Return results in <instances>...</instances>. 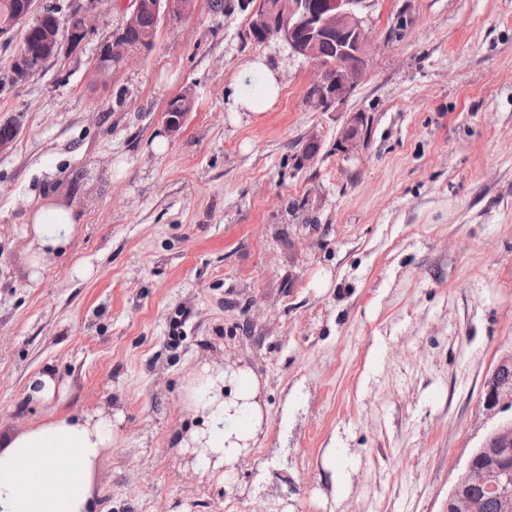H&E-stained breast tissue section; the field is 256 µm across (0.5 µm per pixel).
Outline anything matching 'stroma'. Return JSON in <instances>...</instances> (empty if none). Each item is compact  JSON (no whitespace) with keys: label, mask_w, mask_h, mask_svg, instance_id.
I'll use <instances>...</instances> for the list:
<instances>
[{"label":"stroma","mask_w":512,"mask_h":512,"mask_svg":"<svg viewBox=\"0 0 512 512\" xmlns=\"http://www.w3.org/2000/svg\"><path fill=\"white\" fill-rule=\"evenodd\" d=\"M96 11L21 81L23 31L0 40V431L121 413L104 512H448L512 355V0H371L370 73L325 112L309 63L254 41L240 6L194 0L112 72L97 59L122 14ZM257 56L277 102L228 111ZM46 196L80 226L34 282L23 228ZM205 364L261 382L263 432L231 479L174 443ZM48 370L55 396L32 399Z\"/></svg>","instance_id":"obj_1"}]
</instances>
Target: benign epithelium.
<instances>
[{"label": "benign epithelium", "instance_id": "7a95c632", "mask_svg": "<svg viewBox=\"0 0 512 512\" xmlns=\"http://www.w3.org/2000/svg\"><path fill=\"white\" fill-rule=\"evenodd\" d=\"M369 0H276L249 13V35L264 42L271 39L285 43L291 53L303 57L317 73L312 83L314 103L332 106L346 101L364 81L372 64V40L369 18L365 14ZM153 10L158 19L178 20L193 7L191 0H127L122 9V23L112 32L99 54V67L110 70L127 66L147 53L144 47L130 42L128 33L136 27L144 8ZM76 9L84 26L67 30L60 38L62 20L44 10L37 12L35 0H20L17 7L0 15V38L15 28L24 27L23 43L14 61L15 73L25 78L39 71L46 62L80 44L92 28V7L82 3ZM336 47V58L354 54L361 59L356 71L339 69L336 82L327 80L328 64L325 42ZM448 512H480V505L462 495L458 486L448 494Z\"/></svg>", "mask_w": 512, "mask_h": 512}]
</instances>
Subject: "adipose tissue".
Returning a JSON list of instances; mask_svg holds the SVG:
<instances>
[{
    "mask_svg": "<svg viewBox=\"0 0 512 512\" xmlns=\"http://www.w3.org/2000/svg\"><path fill=\"white\" fill-rule=\"evenodd\" d=\"M236 81L258 87L234 94L230 111L265 112L278 100V72L265 58L247 62ZM78 223L74 208L49 199L31 211L24 233L32 279H39L50 258L65 253ZM258 390L245 368L206 364L197 371L186 400L202 424L180 438L179 448L200 475L224 478L236 471L263 428ZM116 428V419L103 413H81L0 436V512H98L96 465Z\"/></svg>",
    "mask_w": 512,
    "mask_h": 512,
    "instance_id": "obj_1",
    "label": "adipose tissue"
}]
</instances>
